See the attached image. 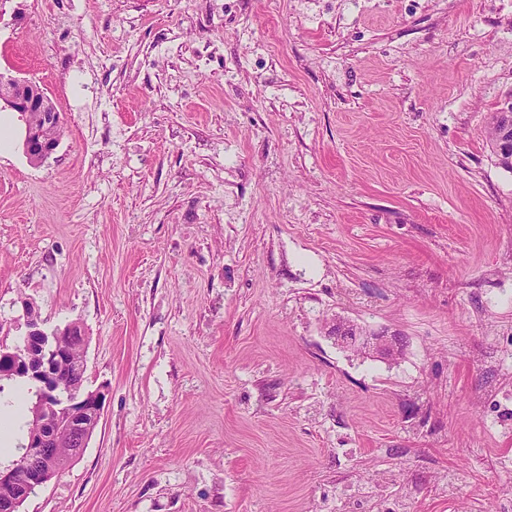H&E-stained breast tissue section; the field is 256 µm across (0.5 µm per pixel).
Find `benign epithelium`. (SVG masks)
Wrapping results in <instances>:
<instances>
[{"mask_svg": "<svg viewBox=\"0 0 512 512\" xmlns=\"http://www.w3.org/2000/svg\"><path fill=\"white\" fill-rule=\"evenodd\" d=\"M20 114L36 112L41 125L26 129L23 142L28 158L39 164L58 146L60 114L40 85L0 74V111ZM28 333L23 345H0V375L22 374L38 383L39 395L32 408L24 466L0 465V512H19L22 502L33 491L59 476L63 468L78 459L104 413L106 393L79 385L71 387L63 375L70 364V348L61 344L65 338L82 335L77 322L50 332L42 327L39 316L23 306ZM331 334L345 348L371 352L393 361L404 347V338L386 329L361 333L349 321L336 320Z\"/></svg>", "mask_w": 512, "mask_h": 512, "instance_id": "1", "label": "benign epithelium"}]
</instances>
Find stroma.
Here are the masks:
<instances>
[{
    "label": "stroma",
    "mask_w": 512,
    "mask_h": 512,
    "mask_svg": "<svg viewBox=\"0 0 512 512\" xmlns=\"http://www.w3.org/2000/svg\"><path fill=\"white\" fill-rule=\"evenodd\" d=\"M0 72V344L107 390L21 512H512V0H0ZM8 109L20 114L37 112L41 125H31L26 129L23 142L28 158L39 164L53 154L58 146L60 134V114L40 85L29 80L4 77L0 74V111ZM34 123L37 117L30 114ZM510 103L512 108V98L511 102H508V100L505 101V104L500 107V112H512V110L510 111ZM500 112L491 113L492 115L489 117V121L487 123L486 135L494 151L497 164L504 170L512 172V161L509 163L504 159L505 157H511V155H509V152L506 153L505 151H501L499 143L500 132L507 122L511 123V116L506 114L499 115ZM331 334L342 347L368 351L387 361H394L404 347V338L398 333L381 329L363 334L354 323L340 319H336Z\"/></svg>",
    "instance_id": "obj_1"
}]
</instances>
